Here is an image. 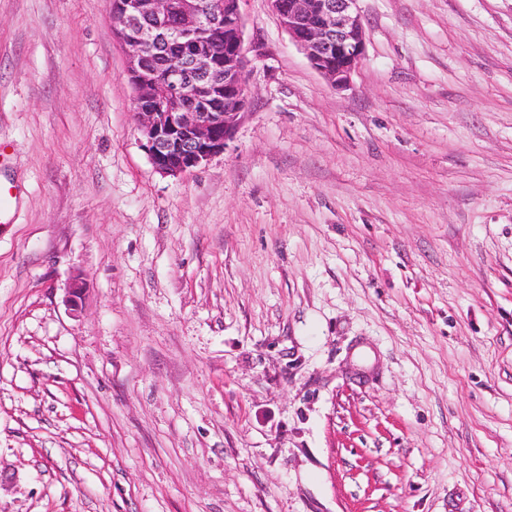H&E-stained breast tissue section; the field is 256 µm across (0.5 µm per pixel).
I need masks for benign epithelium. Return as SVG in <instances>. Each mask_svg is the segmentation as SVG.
Segmentation results:
<instances>
[{
    "mask_svg": "<svg viewBox=\"0 0 512 512\" xmlns=\"http://www.w3.org/2000/svg\"><path fill=\"white\" fill-rule=\"evenodd\" d=\"M240 0H224L211 26L224 28L230 54L219 65L208 34L201 32V14L186 11L179 26L165 25L170 0H114L112 28L128 52L127 74L132 80L141 147L154 169L180 176L205 165L224 152L238 115L247 105L246 56ZM358 0H270L272 9L292 41L311 65L336 86L350 80L365 52ZM173 46L164 55L163 76L150 67L148 50ZM172 89L168 107L152 106L159 85ZM236 91L219 106L224 89ZM85 284L75 275L66 288L65 303L82 307Z\"/></svg>",
    "mask_w": 512,
    "mask_h": 512,
    "instance_id": "7a95c632",
    "label": "benign epithelium"
}]
</instances>
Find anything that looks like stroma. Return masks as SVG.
Here are the masks:
<instances>
[{"label": "stroma", "instance_id": "stroma-1", "mask_svg": "<svg viewBox=\"0 0 512 512\" xmlns=\"http://www.w3.org/2000/svg\"><path fill=\"white\" fill-rule=\"evenodd\" d=\"M357 6L336 87L241 0L172 177L109 0H0V512H512V0Z\"/></svg>", "mask_w": 512, "mask_h": 512}]
</instances>
